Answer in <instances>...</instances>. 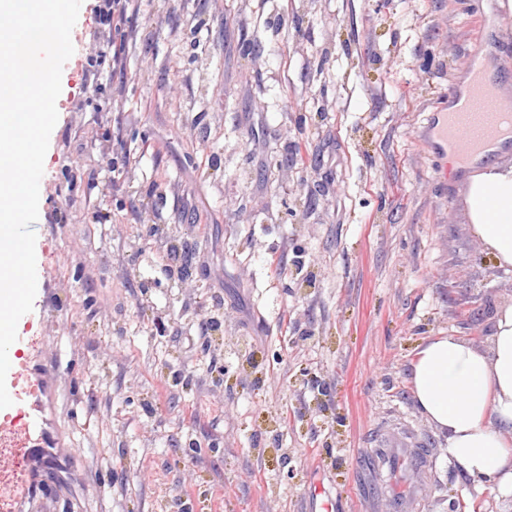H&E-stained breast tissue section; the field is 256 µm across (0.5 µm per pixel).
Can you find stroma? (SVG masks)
<instances>
[{
  "mask_svg": "<svg viewBox=\"0 0 512 512\" xmlns=\"http://www.w3.org/2000/svg\"><path fill=\"white\" fill-rule=\"evenodd\" d=\"M97 4L62 70L19 326L54 450L13 462L48 489L30 512H451L472 483L411 364L438 336L486 346L512 268L419 120L477 33L512 53V0H131L118 33ZM404 426L433 476L376 468V434Z\"/></svg>",
  "mask_w": 512,
  "mask_h": 512,
  "instance_id": "1",
  "label": "stroma"
}]
</instances>
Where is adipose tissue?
<instances>
[{
	"mask_svg": "<svg viewBox=\"0 0 512 512\" xmlns=\"http://www.w3.org/2000/svg\"><path fill=\"white\" fill-rule=\"evenodd\" d=\"M465 204L471 231L498 266H512V161L470 174ZM413 402L444 438L448 460L477 490L512 495V301L493 317L485 348L441 336L419 351L411 370Z\"/></svg>",
	"mask_w": 512,
	"mask_h": 512,
	"instance_id": "adipose-tissue-1",
	"label": "adipose tissue"
}]
</instances>
